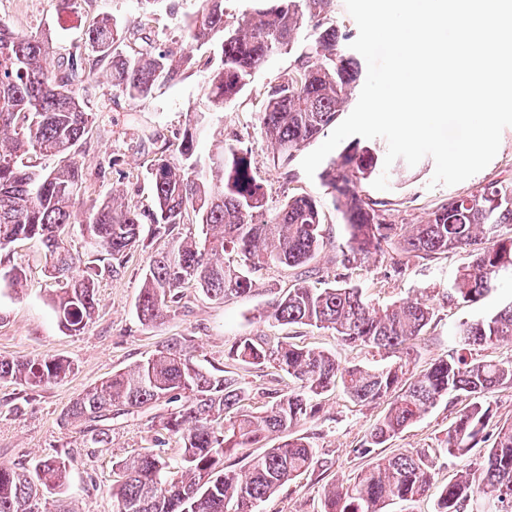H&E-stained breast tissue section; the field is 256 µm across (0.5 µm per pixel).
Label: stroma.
<instances>
[{"label":"stroma","instance_id":"stroma-1","mask_svg":"<svg viewBox=\"0 0 512 512\" xmlns=\"http://www.w3.org/2000/svg\"><path fill=\"white\" fill-rule=\"evenodd\" d=\"M196 8L197 0H80L76 10L67 0H0V21L19 31L43 34L54 57L60 58L83 45L88 28L106 16L122 23L148 15V37L155 44L171 45ZM193 55L194 64L180 80L163 86L144 102L113 92L104 65L96 66L82 97L91 110L102 111L103 117L93 126L77 156L87 173L79 210H86L93 201L114 190L139 209H152L145 168L161 153L179 161L182 133L190 114L201 108L210 80L211 68L206 63L209 48L194 50ZM293 60V54L285 50L271 57L224 111L212 115L211 132L199 140L195 157L199 165L205 166L220 152L222 144L248 147L253 174L262 183L270 207H278L288 194H308L322 206L327 233L341 240L345 237L342 216L320 178H308L297 158L288 169L274 167L256 120L270 83L286 73ZM108 154L116 156L119 164L102 178L98 163ZM434 168L429 157L413 167L404 162L395 164L389 170V190H376L368 180L362 181L361 190L367 197L385 202L394 223L420 221L448 197L512 178V127L503 130L495 158L471 178L453 186L434 187L430 184ZM164 245V240L145 238L114 272L105 274L101 271L102 256L89 247L79 225H71L68 246L81 269L100 273L97 309L89 325L77 335L60 326L52 308L59 285L46 274L42 243L35 238L23 239L9 250L12 264L24 269L27 286L20 293L0 289V359L33 360L54 354L70 360L73 370L64 380L33 390L0 380V464L27 465L61 450L72 451L66 499L75 512H115L112 486L120 478L117 464L128 457L158 454L171 470H179V441L169 438L161 446L155 442L166 405L112 419V443L106 448L81 447L78 429L64 428L59 422L61 412L86 389L129 369L172 339H186L200 366L235 373L252 390L250 405L256 410L285 393L293 381L273 368L231 360L227 351L238 337L286 336L299 345L329 352L345 368L375 367L388 361L386 355L346 344L328 330L260 321L259 310L277 291L291 287L300 277V269L285 266H273L258 274V292L248 298L222 302L209 299L198 289H183L181 300L169 312L151 324H143L135 313L142 271ZM397 260L392 252L346 269L337 264L336 251L329 247L312 261L311 278L343 277L379 306L428 299L434 317L416 340L414 371L456 350L454 329L458 323L481 320L512 303V286L507 284L470 306L448 301L449 283L472 261L468 251L459 249L430 259H414L400 273L395 270ZM464 405L461 399H444L423 419L367 456L360 454L359 448L370 428L387 412V401L357 403L342 388L331 389L322 395L316 417L294 430L295 435L309 438L316 446L318 463L261 503L259 512H321L324 487L341 479L354 480L372 457L399 451L426 453L432 463V488L440 490L463 468L462 461L449 457L440 444Z\"/></svg>","mask_w":512,"mask_h":512}]
</instances>
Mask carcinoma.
Segmentation results:
<instances>
[{
  "mask_svg": "<svg viewBox=\"0 0 512 512\" xmlns=\"http://www.w3.org/2000/svg\"><path fill=\"white\" fill-rule=\"evenodd\" d=\"M334 0H259V6L228 20L224 0H199L181 28L180 39L214 48L212 75L204 91V109L194 113L182 134L176 164L161 155L146 167L154 209L141 212L109 195L86 209L83 233L98 252L123 259L140 241L144 222L166 248L143 270L136 315L152 323L191 285L210 299L227 301L256 293V274L271 265L303 267L327 246L321 205L307 194H293L270 209L247 154L225 147L206 168L194 155L209 117L224 111L270 56L298 48L288 74L276 78L259 110L262 133L273 165L284 168L295 153L336 122L361 77L356 57L339 49L343 34L328 18ZM146 16L128 25L103 19L86 32L95 58L70 54L51 70L48 39L18 31L0 21V251L22 239H39L46 248L53 279L63 284L53 300L60 326L83 332L97 306L94 279L76 269L67 245L75 223L73 208L86 182L76 155L99 114L80 101L95 64L108 62L112 89L134 101H146L164 84L179 79L192 57L150 42L134 47L149 26ZM53 161L40 166L35 159ZM382 173L377 153L355 144L321 173L331 189L345 229L340 264L349 266L393 250L404 258H424L449 250L471 252V265L448 285V300L469 306L493 289L512 282V181L493 182L451 196L417 224H394L382 203L361 194L359 184ZM196 230L173 236L177 224ZM14 291L27 286L24 271L0 260V284ZM434 315L431 304L407 300L386 307L371 304L362 289L333 281L325 287L292 285L277 294L261 317L278 324L331 330L342 341L394 360L378 367L342 368L323 351L274 338L241 336L229 358L269 365L288 374L295 387L260 412L245 408L249 389L233 375L196 364L182 341L171 342L130 369L117 372L81 395L61 414L60 424L80 427L83 447L110 443L98 423L114 412L131 414L153 404L169 406L162 430L179 438L181 475L158 454L119 464L122 480L112 486L116 512H257L317 462V448L306 437H290L238 473L224 467L237 448L262 443L312 418L317 399L341 384L358 402L389 400L387 413L363 443L370 453L419 421L448 396L467 405L441 442L449 455L466 461L464 475L448 481L435 512H512V423L487 437L489 394L512 385V361H485L476 348L512 343V304L456 330L457 349L427 369L411 371L412 341ZM70 362L48 354L38 360L0 359V379L30 389L61 381ZM490 446L473 456L475 448ZM68 453L42 458L32 467L0 465V512H47L45 495H56V512H71L61 496L69 483ZM431 488V466L421 454L398 452L377 459L354 481L324 492L323 512H382L389 501H414Z\"/></svg>",
  "mask_w": 512,
  "mask_h": 512,
  "instance_id": "carcinoma-1",
  "label": "carcinoma"
}]
</instances>
